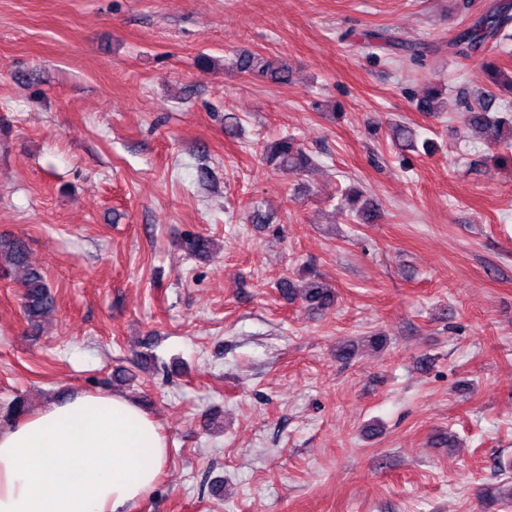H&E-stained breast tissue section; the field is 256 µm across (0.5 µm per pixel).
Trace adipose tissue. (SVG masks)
Here are the masks:
<instances>
[{"mask_svg":"<svg viewBox=\"0 0 512 512\" xmlns=\"http://www.w3.org/2000/svg\"><path fill=\"white\" fill-rule=\"evenodd\" d=\"M167 457L138 402L76 391L0 430V512H129Z\"/></svg>","mask_w":512,"mask_h":512,"instance_id":"obj_1","label":"adipose tissue"}]
</instances>
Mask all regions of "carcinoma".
<instances>
[{"label": "carcinoma", "mask_w": 512, "mask_h": 512, "mask_svg": "<svg viewBox=\"0 0 512 512\" xmlns=\"http://www.w3.org/2000/svg\"><path fill=\"white\" fill-rule=\"evenodd\" d=\"M512 26V0H500L487 13L462 29L449 43L453 54L459 58H472L504 35ZM486 85L476 90L466 101L465 122L474 135L490 149L512 148V73L501 70L494 62L481 64ZM235 68L242 73H258L286 85L288 67L260 56L244 54L235 60ZM417 134L413 127L400 122L391 127L392 143L400 148L415 146ZM262 161L277 169L305 170L313 160L294 136L282 137L263 150ZM213 242L204 237L187 239V249L199 256L210 253ZM0 271L20 273V283L25 288L22 310L24 318L33 326L56 308V299L42 271L34 267L28 256L25 242L19 238L0 239ZM277 288L288 298H298L316 308H330L336 302L335 289L319 278L295 280L283 278Z\"/></svg>", "instance_id": "cac0c4a2"}]
</instances>
